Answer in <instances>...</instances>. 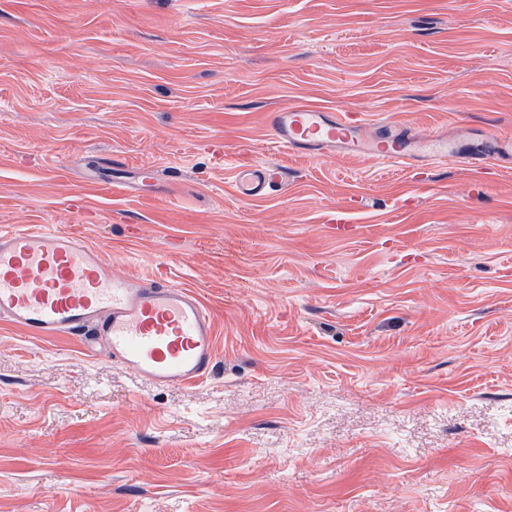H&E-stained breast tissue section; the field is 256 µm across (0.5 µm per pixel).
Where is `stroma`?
Here are the masks:
<instances>
[{"instance_id": "35a3bbf8", "label": "stroma", "mask_w": 512, "mask_h": 512, "mask_svg": "<svg viewBox=\"0 0 512 512\" xmlns=\"http://www.w3.org/2000/svg\"><path fill=\"white\" fill-rule=\"evenodd\" d=\"M297 102L512 137V0H0V227L197 289L216 353L0 321V512H512V167L290 154ZM280 177L275 169L254 161L248 165L239 166L235 174V186L238 194L244 199H258L271 190Z\"/></svg>"}]
</instances>
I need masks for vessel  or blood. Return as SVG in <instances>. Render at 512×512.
Wrapping results in <instances>:
<instances>
[{
    "mask_svg": "<svg viewBox=\"0 0 512 512\" xmlns=\"http://www.w3.org/2000/svg\"><path fill=\"white\" fill-rule=\"evenodd\" d=\"M270 124L278 146L299 154L333 148L388 166L418 154L480 161L446 137L417 138L402 126L364 138L361 124L317 106L283 107ZM278 178L255 161L237 167L235 186L242 198L258 199ZM0 319L31 338L79 337L89 352L160 386L202 381L215 362L213 320L194 289L116 273L98 247L41 225L0 230Z\"/></svg>",
    "mask_w": 512,
    "mask_h": 512,
    "instance_id": "b4317fda",
    "label": "vessel or blood"
}]
</instances>
